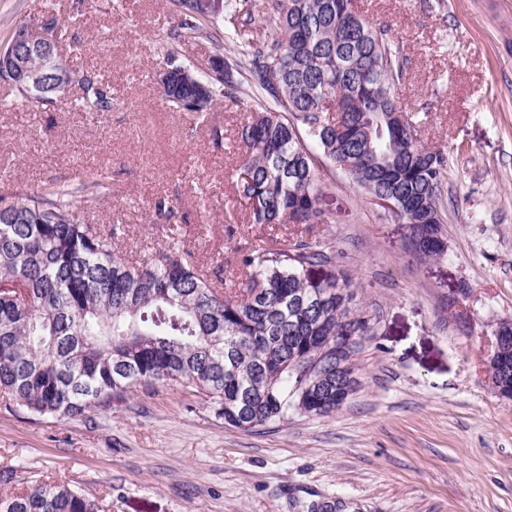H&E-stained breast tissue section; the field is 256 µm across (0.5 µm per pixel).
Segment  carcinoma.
<instances>
[{
	"instance_id": "cac0c4a2",
	"label": "carcinoma",
	"mask_w": 512,
	"mask_h": 512,
	"mask_svg": "<svg viewBox=\"0 0 512 512\" xmlns=\"http://www.w3.org/2000/svg\"><path fill=\"white\" fill-rule=\"evenodd\" d=\"M275 34L248 36L237 21L260 0H227L224 40L248 59L254 107L240 123L235 147L242 161L232 182L255 224H301L304 234L269 238L239 259V294L224 297L211 272L169 243L141 264L115 252L126 236L121 223L103 233L79 219L82 205L107 189L102 179L76 176L30 189L0 191V396L8 408L59 420L105 413L138 387L180 384L208 398L216 418L239 429L247 406L255 423L279 422L288 412L317 415L315 400L292 367L296 356L322 353L362 318L375 314L354 299L343 271L314 280L308 267L336 260L314 225L332 224L320 208L318 156L344 171L368 197L392 202L391 213L410 227L420 258L443 255L442 190L447 152L426 146L421 121L401 110L394 92L409 62L390 36L356 9L355 0H270ZM214 25L199 13L171 39L207 36ZM235 61L224 71L178 65L179 93L161 96L183 112L212 109L233 86ZM77 81L78 107L107 112L112 85L88 72ZM22 103L55 102L50 87L25 88L0 73ZM207 102L194 99L199 84ZM357 315L355 322L349 314ZM497 361L509 366L497 396L512 400V342ZM336 399L326 402L328 416ZM0 512H101L99 501L63 483L36 482L7 497Z\"/></svg>"
}]
</instances>
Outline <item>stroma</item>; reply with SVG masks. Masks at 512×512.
<instances>
[{"mask_svg": "<svg viewBox=\"0 0 512 512\" xmlns=\"http://www.w3.org/2000/svg\"><path fill=\"white\" fill-rule=\"evenodd\" d=\"M409 56L396 95L421 136L447 151V249L415 257L409 227L323 166L317 230L336 248L321 278L347 270L356 300L375 310L359 356L361 385L336 413H300L250 431L224 425L201 393L139 390L104 414L57 420L0 403V496L27 480L64 483L105 512H512V401L486 377L496 322L512 319V0H363ZM63 21L90 46L78 66L112 81V108L85 113L68 94L49 105L0 108V183L106 173L111 185L85 218L126 224L125 252L165 244L158 199L174 210L186 249L224 259L232 291L241 253L294 224H254L231 183L233 143L252 104L226 94L206 116L166 104L156 74L182 17L171 0H0V42L15 25Z\"/></svg>", "mask_w": 512, "mask_h": 512, "instance_id": "stroma-1", "label": "stroma"}]
</instances>
